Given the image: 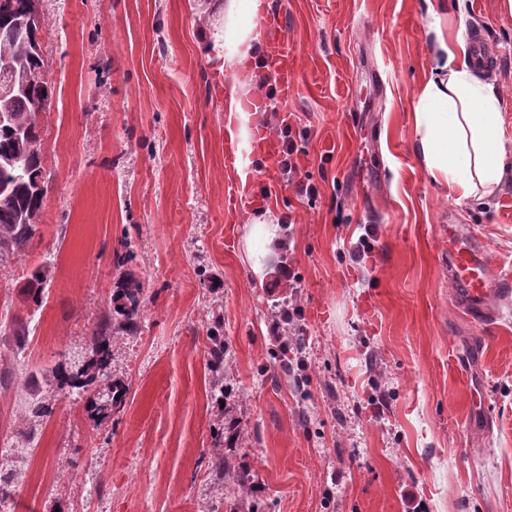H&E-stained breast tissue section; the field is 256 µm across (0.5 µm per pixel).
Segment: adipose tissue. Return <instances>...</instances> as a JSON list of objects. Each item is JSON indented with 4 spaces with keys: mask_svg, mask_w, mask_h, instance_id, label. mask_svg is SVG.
<instances>
[{
    "mask_svg": "<svg viewBox=\"0 0 512 512\" xmlns=\"http://www.w3.org/2000/svg\"><path fill=\"white\" fill-rule=\"evenodd\" d=\"M264 10V0H224V110L237 142L235 174L243 183L250 175L251 132L271 121L270 112L243 108L258 92L252 64L265 40L256 23ZM414 122L426 171L457 200L491 194L500 184L512 143L504 137L500 95L473 74L465 41L451 45L437 38Z\"/></svg>",
    "mask_w": 512,
    "mask_h": 512,
    "instance_id": "adipose-tissue-1",
    "label": "adipose tissue"
}]
</instances>
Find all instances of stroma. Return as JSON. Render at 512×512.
<instances>
[{
    "mask_svg": "<svg viewBox=\"0 0 512 512\" xmlns=\"http://www.w3.org/2000/svg\"><path fill=\"white\" fill-rule=\"evenodd\" d=\"M267 2L299 63L294 95L273 105L307 131L298 163L320 194L265 189L279 238L257 272L246 238L260 206L225 223L237 180L218 0H39L48 190L28 245L0 253V512H231L237 487L215 470L226 456L263 512H408L413 500L512 512V298L490 302L486 335L438 233L472 227L490 262L512 260V162L493 194L456 202L417 157L413 121L436 35L478 30L495 57L476 76L500 90L512 137V12L504 0ZM370 227L373 252L354 255ZM284 265L293 282L278 281ZM126 277L143 285L139 334L112 337L108 374L87 392L60 389L54 368L87 361ZM284 301L304 310L298 378L274 354ZM217 316L220 370L206 339ZM113 382L126 403L103 419L89 401ZM38 403L50 414L35 416Z\"/></svg>",
    "mask_w": 512,
    "mask_h": 512,
    "instance_id": "35a3bbf8",
    "label": "stroma"
}]
</instances>
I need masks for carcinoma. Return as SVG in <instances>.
Returning a JSON list of instances; mask_svg holds the SVG:
<instances>
[{
    "label": "carcinoma",
    "mask_w": 512,
    "mask_h": 512,
    "mask_svg": "<svg viewBox=\"0 0 512 512\" xmlns=\"http://www.w3.org/2000/svg\"><path fill=\"white\" fill-rule=\"evenodd\" d=\"M28 0H10V8L0 15V82L17 83L16 90L0 98V250L18 251L26 247L35 234L42 212L47 187L39 184L44 174L42 153L32 150L40 140L39 113L46 110L53 94V86L44 79V61L34 50V38L17 32L16 21L23 16ZM45 283V271L38 266L30 273L27 287L34 301ZM115 295L122 304L114 309L119 320L105 318L94 332L87 363L76 370L65 366L55 369L59 388L85 389L96 376H106L112 364V346L109 333L135 335L142 315L143 288L135 280L118 284ZM221 318H215L208 333V352L211 364H224V336ZM128 387L122 382L112 384L109 390V409L116 413L123 409ZM224 476H230L240 494L249 491V478L232 468L229 460L218 464Z\"/></svg>",
    "instance_id": "1"
}]
</instances>
